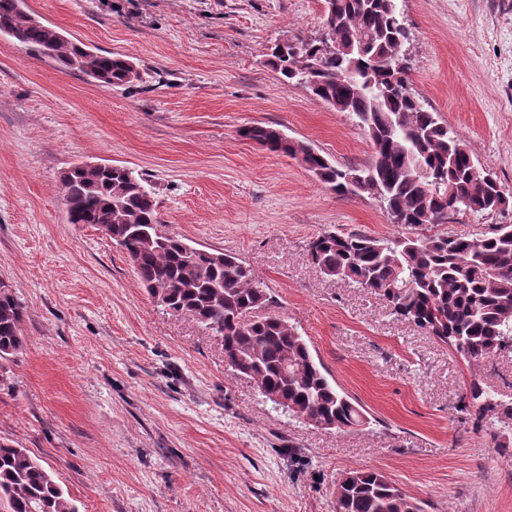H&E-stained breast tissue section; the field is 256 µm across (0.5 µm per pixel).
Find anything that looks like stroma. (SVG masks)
Listing matches in <instances>:
<instances>
[{"mask_svg":"<svg viewBox=\"0 0 512 512\" xmlns=\"http://www.w3.org/2000/svg\"><path fill=\"white\" fill-rule=\"evenodd\" d=\"M144 74L107 87L0 36V279L24 303L26 343L5 368L0 438L29 449L79 512H333L338 476L378 469L425 512H512V421L475 424L472 382L512 399V350L482 367L324 275L326 232L404 234L375 196H340L298 160L245 139L267 125L336 165L372 143L349 113L286 85L266 54L320 36L322 0H26ZM410 84L512 191V0H398ZM79 161L147 175L162 228L230 252L349 396L357 432L305 425L224 363L220 337L157 304L126 253L72 224L60 175ZM512 206L424 235L491 232Z\"/></svg>","mask_w":512,"mask_h":512,"instance_id":"stroma-1","label":"stroma"}]
</instances>
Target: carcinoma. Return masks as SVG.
<instances>
[{
  "instance_id": "carcinoma-1",
  "label": "carcinoma",
  "mask_w": 512,
  "mask_h": 512,
  "mask_svg": "<svg viewBox=\"0 0 512 512\" xmlns=\"http://www.w3.org/2000/svg\"><path fill=\"white\" fill-rule=\"evenodd\" d=\"M323 37L341 50L323 52L321 40L298 39L273 49L269 64L282 81L305 78L311 92L353 114L373 145L363 168L337 167L311 146L254 125L243 137L271 152L300 160L320 183L340 196L380 190L394 223L406 228L446 224L465 213H491L512 195L489 174L471 171L468 148L409 89L406 66L393 68V53L409 40L395 0H323ZM0 34L35 49L63 68L104 86L143 79L129 59L93 51L28 13L24 0H0ZM438 183L416 177L413 163ZM68 220L105 225L150 296L165 310L188 313L221 336L234 376L253 381L262 396L288 401V414L339 431L366 425L359 404L341 392L315 360L298 327L279 311L270 289L239 257L196 248L161 224L154 186L139 174L108 167H71L63 176ZM323 274L347 280L385 301L391 314L447 344L469 366L512 346V225L479 237L436 234L377 238L328 232L309 244ZM263 309L257 319L243 320ZM26 309L13 286L0 280V387L9 385L1 361L22 350ZM469 396L476 423L512 420V403L498 402L478 383ZM335 512H424L422 503L379 470L346 472L336 480ZM0 512H78L52 473L9 440L0 439Z\"/></svg>"
}]
</instances>
